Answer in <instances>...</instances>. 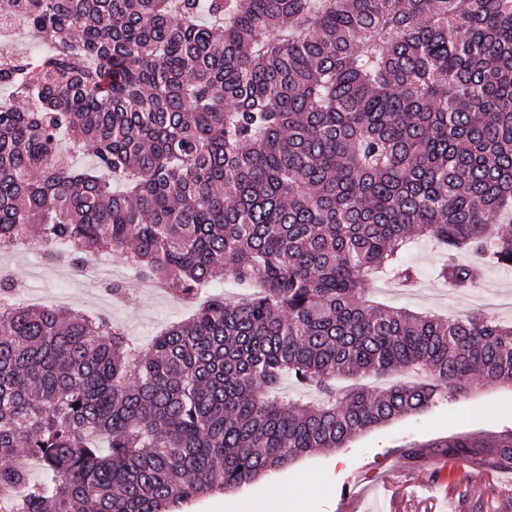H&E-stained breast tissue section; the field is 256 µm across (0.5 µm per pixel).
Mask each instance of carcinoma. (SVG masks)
Listing matches in <instances>:
<instances>
[{"mask_svg": "<svg viewBox=\"0 0 512 512\" xmlns=\"http://www.w3.org/2000/svg\"><path fill=\"white\" fill-rule=\"evenodd\" d=\"M0 247L119 252L192 301L141 345L0 281V512H181L399 417L512 387V324L366 297L414 237L512 270V0H0ZM91 152L86 166L76 153ZM413 374L377 390L336 378ZM287 380L313 389L302 402ZM512 468V433L443 442ZM43 472L29 478V465Z\"/></svg>", "mask_w": 512, "mask_h": 512, "instance_id": "carcinoma-1", "label": "carcinoma"}]
</instances>
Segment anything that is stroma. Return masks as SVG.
Wrapping results in <instances>:
<instances>
[{"instance_id":"1","label":"stroma","mask_w":512,"mask_h":512,"mask_svg":"<svg viewBox=\"0 0 512 512\" xmlns=\"http://www.w3.org/2000/svg\"><path fill=\"white\" fill-rule=\"evenodd\" d=\"M419 271L408 284H391L375 279L368 285L372 300L416 312L447 316L449 302H456L462 313L486 310L499 322L512 321V309L496 306L498 296L512 297V272L489 270L481 284L459 292L438 281L433 271L441 263L440 254L424 240H417L407 254ZM48 256L12 257L14 273L29 294L25 303L52 306L58 294L72 298L73 307L89 301L86 287L78 279L45 274L41 279L26 277L28 265L49 264ZM102 298L94 312L125 327L130 337L148 342L167 324L189 317L190 305L167 293H134L128 298H112L105 286H98ZM512 432V388L474 387L469 395L444 401L431 409L396 419L352 438L346 447L303 457L275 473L241 489L206 495L189 503L183 512H258L274 496L287 497L288 512H336L341 497L356 485L369 483L378 474L400 465L406 472L433 476L440 490L448 494L450 512H479L491 502L492 512H512V480L506 473L479 472L480 448L472 457H447L442 440L466 434L484 442Z\"/></svg>"}]
</instances>
